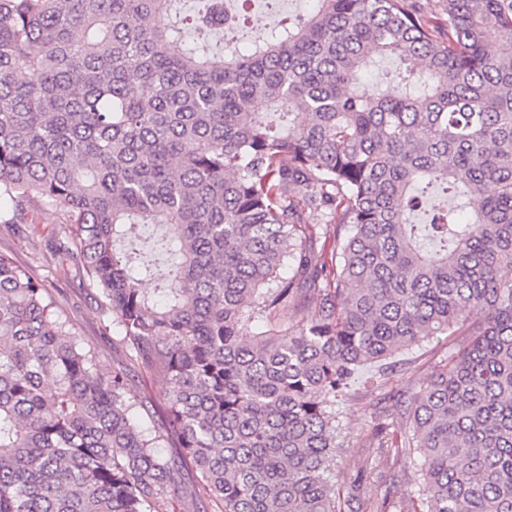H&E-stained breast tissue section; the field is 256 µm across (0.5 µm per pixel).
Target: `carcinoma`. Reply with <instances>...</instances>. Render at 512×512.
Returning <instances> with one entry per match:
<instances>
[{
	"label": "carcinoma",
	"instance_id": "obj_1",
	"mask_svg": "<svg viewBox=\"0 0 512 512\" xmlns=\"http://www.w3.org/2000/svg\"><path fill=\"white\" fill-rule=\"evenodd\" d=\"M182 2L0 0V224L53 209L128 360L98 367L0 255V512H177L189 468L193 512L379 485L371 512H512V0H313L243 50L224 0ZM382 55L423 68L375 91ZM436 189L459 203L413 223ZM439 336L446 363L387 399L403 435L347 477L338 399ZM129 364L164 376L159 409Z\"/></svg>",
	"mask_w": 512,
	"mask_h": 512
}]
</instances>
